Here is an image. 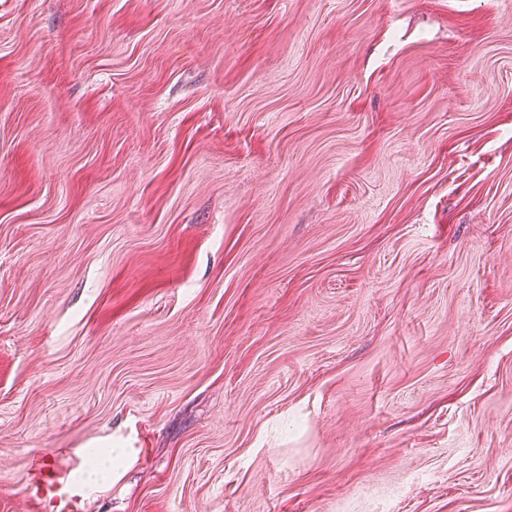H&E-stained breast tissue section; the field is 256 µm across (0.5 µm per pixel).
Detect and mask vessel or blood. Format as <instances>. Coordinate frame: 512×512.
I'll return each instance as SVG.
<instances>
[{
    "mask_svg": "<svg viewBox=\"0 0 512 512\" xmlns=\"http://www.w3.org/2000/svg\"><path fill=\"white\" fill-rule=\"evenodd\" d=\"M27 500L30 512H83L84 488L68 472L47 463L42 456L27 461Z\"/></svg>",
    "mask_w": 512,
    "mask_h": 512,
    "instance_id": "1",
    "label": "vessel or blood"
}]
</instances>
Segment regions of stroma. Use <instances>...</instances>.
Returning a JSON list of instances; mask_svg holds the SVG:
<instances>
[{"instance_id": "1", "label": "stroma", "mask_w": 512, "mask_h": 512, "mask_svg": "<svg viewBox=\"0 0 512 512\" xmlns=\"http://www.w3.org/2000/svg\"><path fill=\"white\" fill-rule=\"evenodd\" d=\"M512 512V0H0V512ZM28 510L50 512H82L85 488L69 478L40 455H30L27 461Z\"/></svg>"}]
</instances>
